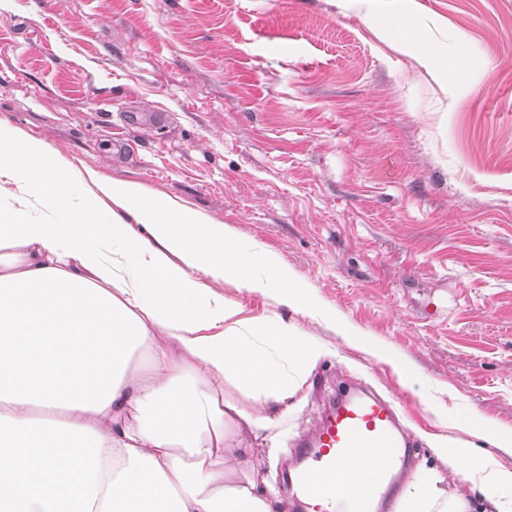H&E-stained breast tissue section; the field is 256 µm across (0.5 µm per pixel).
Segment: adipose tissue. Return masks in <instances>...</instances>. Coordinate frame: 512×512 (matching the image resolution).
<instances>
[{
	"instance_id": "ef3b65f1",
	"label": "adipose tissue",
	"mask_w": 512,
	"mask_h": 512,
	"mask_svg": "<svg viewBox=\"0 0 512 512\" xmlns=\"http://www.w3.org/2000/svg\"><path fill=\"white\" fill-rule=\"evenodd\" d=\"M439 80L445 51L398 22ZM0 512H279L255 443L332 353L278 314H247L229 284L325 324L414 383L409 365L350 325L279 256L137 183L65 167L0 120ZM232 386L243 406L224 394ZM432 436L467 491L418 473L398 512H512V466L477 440L512 433L476 410Z\"/></svg>"
}]
</instances>
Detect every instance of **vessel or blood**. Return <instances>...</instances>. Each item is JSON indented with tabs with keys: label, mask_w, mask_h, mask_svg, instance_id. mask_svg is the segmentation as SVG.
Listing matches in <instances>:
<instances>
[{
	"label": "vessel or blood",
	"mask_w": 512,
	"mask_h": 512,
	"mask_svg": "<svg viewBox=\"0 0 512 512\" xmlns=\"http://www.w3.org/2000/svg\"><path fill=\"white\" fill-rule=\"evenodd\" d=\"M301 464L294 472L285 512H324L326 480L335 479L355 449H367L364 465L372 480L352 499L349 512H390V491L401 479L415 440L404 432L393 405L354 392L337 400L311 436L298 442Z\"/></svg>",
	"instance_id": "obj_1"
}]
</instances>
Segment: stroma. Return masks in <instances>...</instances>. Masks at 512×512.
Wrapping results in <instances>:
<instances>
[{"label": "stroma", "mask_w": 512, "mask_h": 512, "mask_svg": "<svg viewBox=\"0 0 512 512\" xmlns=\"http://www.w3.org/2000/svg\"><path fill=\"white\" fill-rule=\"evenodd\" d=\"M394 19L466 73L440 86L375 34ZM0 119L277 253L435 396L224 286L336 350L271 431L275 486L348 385L396 402L409 475L436 469L450 493L464 484L429 446L437 414L512 431V0H0Z\"/></svg>", "instance_id": "stroma-1"}]
</instances>
